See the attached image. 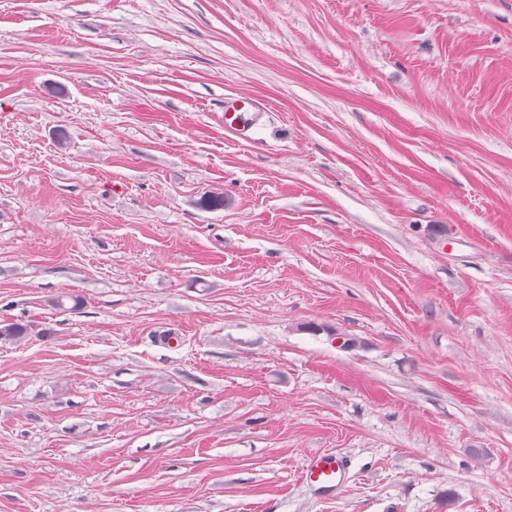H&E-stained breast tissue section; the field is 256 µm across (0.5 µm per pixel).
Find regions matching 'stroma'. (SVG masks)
<instances>
[{
    "mask_svg": "<svg viewBox=\"0 0 512 512\" xmlns=\"http://www.w3.org/2000/svg\"><path fill=\"white\" fill-rule=\"evenodd\" d=\"M0 321V512H512V0H0ZM268 112L267 104L259 98L231 95L224 98V129L240 139H247L250 130ZM347 469L345 463L338 457L314 454L308 457L302 471V478L317 489L336 492L346 483Z\"/></svg>",
    "mask_w": 512,
    "mask_h": 512,
    "instance_id": "obj_1",
    "label": "stroma"
}]
</instances>
